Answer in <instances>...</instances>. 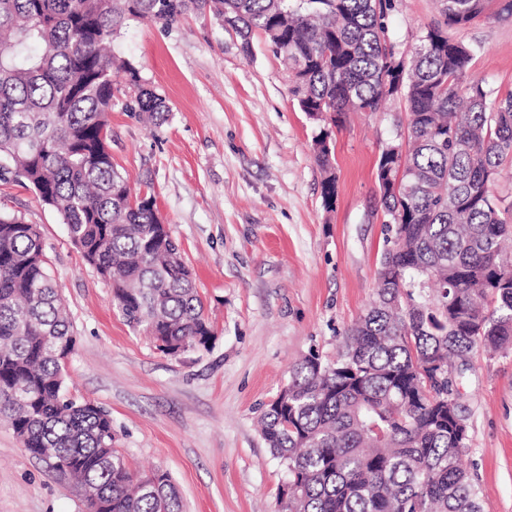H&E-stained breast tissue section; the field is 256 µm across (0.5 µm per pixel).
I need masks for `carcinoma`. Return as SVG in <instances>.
<instances>
[{
	"instance_id": "carcinoma-1",
	"label": "carcinoma",
	"mask_w": 512,
	"mask_h": 512,
	"mask_svg": "<svg viewBox=\"0 0 512 512\" xmlns=\"http://www.w3.org/2000/svg\"><path fill=\"white\" fill-rule=\"evenodd\" d=\"M391 0H0V181L29 185L110 284L112 305L155 348L208 349L213 328L154 196L130 201L112 163L109 112L163 119L165 98L109 46L130 21L170 28L211 13L262 34L288 63L292 97L318 125L325 209L337 180L328 126L347 112L408 111L404 151L376 169L389 236L367 312L336 357L293 368L261 414V434L293 490L279 512H482L461 464L465 408L456 376L473 352L512 351V200L495 194L512 161V92L473 76L474 49L447 28L512 16V0H442L443 26L405 64L388 36ZM125 75L124 85L112 73ZM402 174L390 191L382 172ZM76 338L39 230L0 211V418L23 447L80 479L88 512H183L171 476L155 483L112 447V418L70 394Z\"/></svg>"
}]
</instances>
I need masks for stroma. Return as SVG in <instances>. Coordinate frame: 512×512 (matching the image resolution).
<instances>
[{
	"label": "stroma",
	"mask_w": 512,
	"mask_h": 512,
	"mask_svg": "<svg viewBox=\"0 0 512 512\" xmlns=\"http://www.w3.org/2000/svg\"><path fill=\"white\" fill-rule=\"evenodd\" d=\"M438 0H394L389 35L411 51L441 22ZM449 36L475 47L471 73L512 91V17H482ZM252 57L213 16L172 28L132 21L114 53L138 67L170 110L163 122L112 104L113 164L158 213L193 269L215 337L207 351L164 355L112 308L56 212L0 182V210L37 225L69 312L76 350L69 387L112 418L131 469L167 472L185 512H277L286 474L258 425L295 363L332 359L376 286L387 231L375 181L384 145L407 133L403 101L352 112L333 128L337 196L321 198L314 123L262 34ZM468 415L463 463L485 512H512V353L476 351L459 386ZM0 512H85L81 487L56 476L0 420Z\"/></svg>",
	"instance_id": "35a3bbf8"
}]
</instances>
